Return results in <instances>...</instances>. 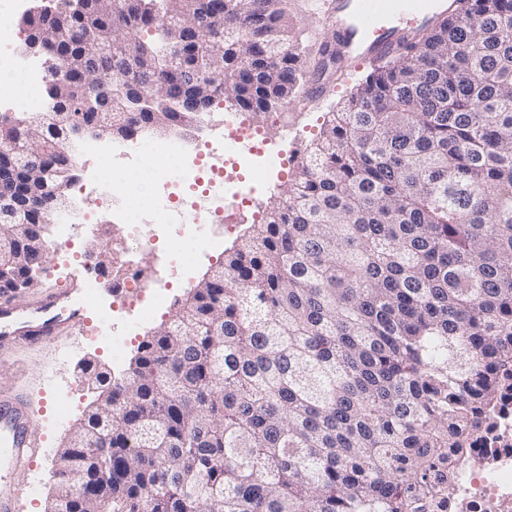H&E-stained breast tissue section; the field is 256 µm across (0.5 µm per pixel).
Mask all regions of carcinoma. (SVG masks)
<instances>
[{"instance_id": "cac0c4a2", "label": "carcinoma", "mask_w": 512, "mask_h": 512, "mask_svg": "<svg viewBox=\"0 0 512 512\" xmlns=\"http://www.w3.org/2000/svg\"><path fill=\"white\" fill-rule=\"evenodd\" d=\"M278 4L41 0L20 18L51 107L0 112V289L44 270L75 123L160 136L304 92ZM75 370L95 400L50 512H426L512 371V0H458L452 25L373 61L127 375Z\"/></svg>"}]
</instances>
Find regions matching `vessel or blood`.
<instances>
[{
	"label": "vessel or blood",
	"mask_w": 512,
	"mask_h": 512,
	"mask_svg": "<svg viewBox=\"0 0 512 512\" xmlns=\"http://www.w3.org/2000/svg\"><path fill=\"white\" fill-rule=\"evenodd\" d=\"M455 0H331L334 38L328 58L337 66L359 68L415 47L424 30L453 18ZM79 272L70 285L31 299L0 290V353L22 342L50 343L62 334H86L91 310ZM46 444L29 403L0 389V512H26L31 501L20 472L32 469Z\"/></svg>",
	"instance_id": "1"
}]
</instances>
